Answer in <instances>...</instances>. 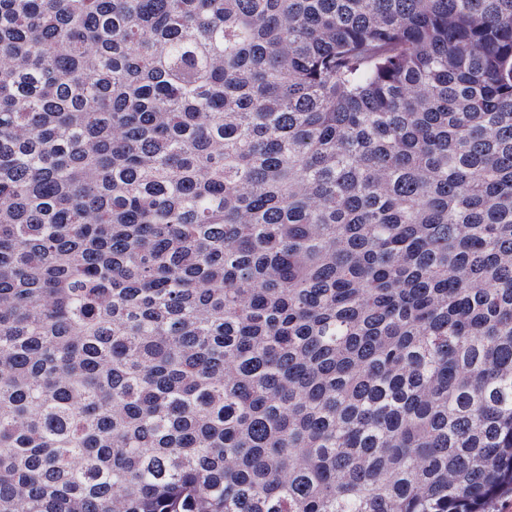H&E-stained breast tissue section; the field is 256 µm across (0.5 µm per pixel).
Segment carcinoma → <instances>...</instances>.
Masks as SVG:
<instances>
[{
	"instance_id": "cac0c4a2",
	"label": "carcinoma",
	"mask_w": 512,
	"mask_h": 512,
	"mask_svg": "<svg viewBox=\"0 0 512 512\" xmlns=\"http://www.w3.org/2000/svg\"><path fill=\"white\" fill-rule=\"evenodd\" d=\"M512 0H0V512H494Z\"/></svg>"
}]
</instances>
